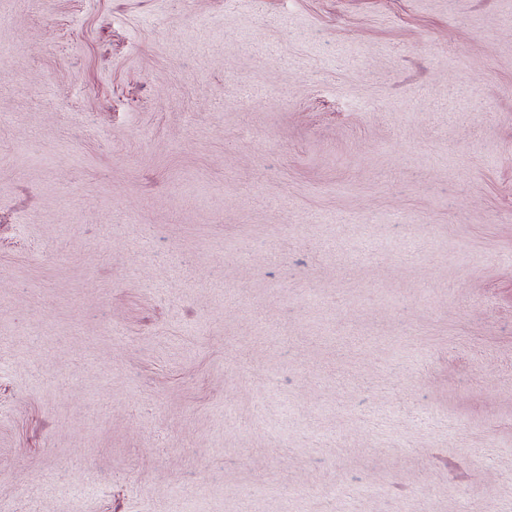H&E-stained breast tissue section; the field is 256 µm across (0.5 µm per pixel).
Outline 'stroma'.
Returning <instances> with one entry per match:
<instances>
[{
	"instance_id": "stroma-1",
	"label": "stroma",
	"mask_w": 512,
	"mask_h": 512,
	"mask_svg": "<svg viewBox=\"0 0 512 512\" xmlns=\"http://www.w3.org/2000/svg\"><path fill=\"white\" fill-rule=\"evenodd\" d=\"M0 512H512V0H0Z\"/></svg>"
}]
</instances>
